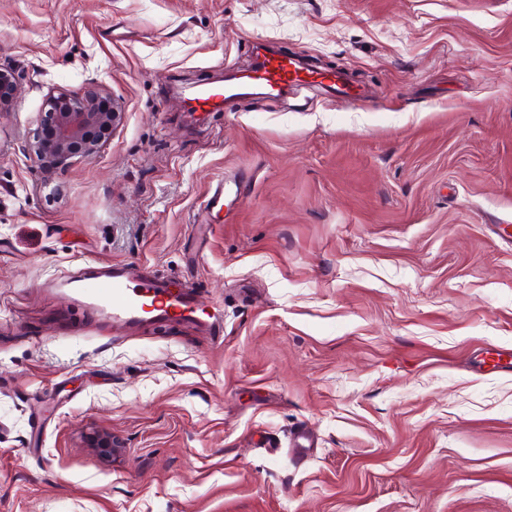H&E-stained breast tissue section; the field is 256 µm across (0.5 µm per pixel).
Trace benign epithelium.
<instances>
[{
	"instance_id": "obj_1",
	"label": "benign epithelium",
	"mask_w": 512,
	"mask_h": 512,
	"mask_svg": "<svg viewBox=\"0 0 512 512\" xmlns=\"http://www.w3.org/2000/svg\"><path fill=\"white\" fill-rule=\"evenodd\" d=\"M20 91L16 68L0 64V112H4ZM121 102L106 93H49L45 96L38 126L24 150L38 167L59 168L76 157H90L108 141L121 124ZM88 447L102 459L112 457L119 443L106 430L87 435Z\"/></svg>"
}]
</instances>
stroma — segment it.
I'll list each match as a JSON object with an SVG mask.
<instances>
[{"label": "stroma", "mask_w": 512, "mask_h": 512, "mask_svg": "<svg viewBox=\"0 0 512 512\" xmlns=\"http://www.w3.org/2000/svg\"><path fill=\"white\" fill-rule=\"evenodd\" d=\"M259 42L363 99L190 111ZM0 62V512H512V368L473 365L512 350V0H0ZM97 85L123 124L37 168ZM88 261L223 334L113 328L49 285ZM18 74L16 68L0 64V112L7 110L21 89ZM123 116L121 102L101 91L48 93L24 150L42 169L67 166L76 157L97 153ZM86 441L88 447L92 448L104 460L110 459L116 448H120L117 440L112 437V433L106 430L89 433Z\"/></svg>", "instance_id": "stroma-1"}]
</instances>
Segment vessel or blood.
<instances>
[{"label": "vessel or blood", "instance_id": "b4317fda", "mask_svg": "<svg viewBox=\"0 0 512 512\" xmlns=\"http://www.w3.org/2000/svg\"><path fill=\"white\" fill-rule=\"evenodd\" d=\"M308 78L329 89L337 98L353 100L357 97L351 83L340 72H315L308 76L294 59L269 54L255 60L248 72L227 79L224 86L199 89L192 103L194 108L207 110L240 97L276 96ZM60 283L87 304L105 310L116 324L141 321L148 311L160 320L182 321L200 316L213 334H221L223 330L221 309L200 314L192 289L171 281L136 282L119 265L90 263L79 272L62 277Z\"/></svg>", "mask_w": 512, "mask_h": 512}]
</instances>
